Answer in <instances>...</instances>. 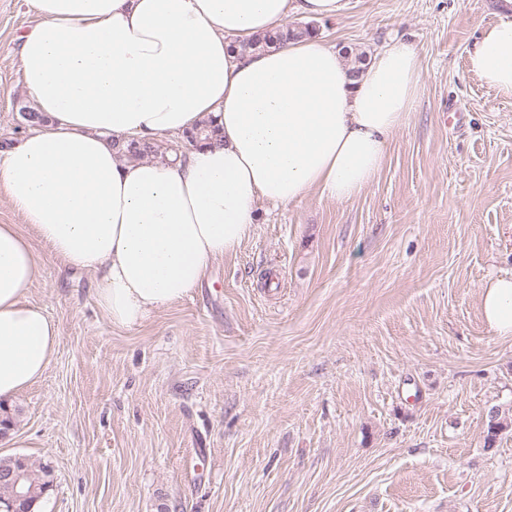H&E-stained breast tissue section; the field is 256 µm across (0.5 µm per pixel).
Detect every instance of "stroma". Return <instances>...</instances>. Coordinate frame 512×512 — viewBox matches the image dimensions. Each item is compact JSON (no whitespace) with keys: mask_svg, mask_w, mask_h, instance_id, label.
Returning a JSON list of instances; mask_svg holds the SVG:
<instances>
[{"mask_svg":"<svg viewBox=\"0 0 512 512\" xmlns=\"http://www.w3.org/2000/svg\"><path fill=\"white\" fill-rule=\"evenodd\" d=\"M498 0H349L320 38H398L420 97L358 196L259 204L186 298L112 325L96 285L40 241L26 291L58 328L8 402L0 457L51 472L39 512H512V336L487 324L512 275V99L468 67ZM29 0H0V149L28 133L15 52ZM482 307L489 325L501 336L512 335V277H498L483 288Z\"/></svg>","mask_w":512,"mask_h":512,"instance_id":"35a3bbf8","label":"stroma"}]
</instances>
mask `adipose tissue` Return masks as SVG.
I'll use <instances>...</instances> for the list:
<instances>
[{
    "instance_id": "1",
    "label": "adipose tissue",
    "mask_w": 512,
    "mask_h": 512,
    "mask_svg": "<svg viewBox=\"0 0 512 512\" xmlns=\"http://www.w3.org/2000/svg\"><path fill=\"white\" fill-rule=\"evenodd\" d=\"M18 37L25 89L44 122L0 155V190L23 225L0 224V400L39 381L58 330L29 303L38 238L64 269L92 273L97 304L132 328L197 288L235 253L259 201L316 190L346 201L382 169L421 88L414 48L396 41L358 78L317 39L276 49L238 42L289 12L340 17L348 0H30ZM469 66L512 98V0L481 32ZM215 120L220 138L178 161H128L124 139L152 140ZM489 325L512 335V277L482 292Z\"/></svg>"
}]
</instances>
